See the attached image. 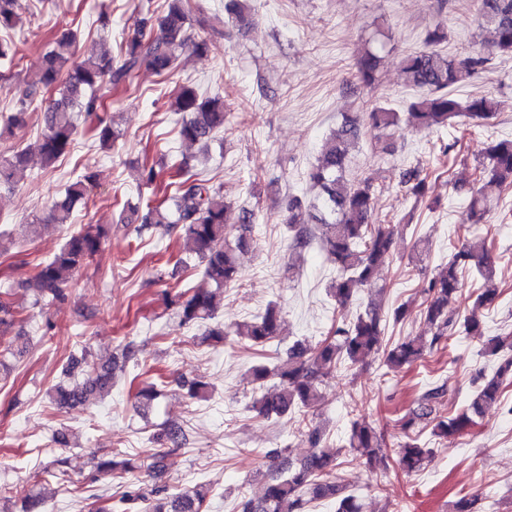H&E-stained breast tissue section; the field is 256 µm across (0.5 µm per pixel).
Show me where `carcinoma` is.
Segmentation results:
<instances>
[{"label": "carcinoma", "mask_w": 512, "mask_h": 512, "mask_svg": "<svg viewBox=\"0 0 512 512\" xmlns=\"http://www.w3.org/2000/svg\"><path fill=\"white\" fill-rule=\"evenodd\" d=\"M167 12L156 20L136 19L122 32L120 57L112 58L110 49L103 48L95 56L78 59L72 50L74 34L67 32L44 55L43 68L34 79L24 83L15 103V113L8 117L5 129L10 131L23 123V115L38 108L44 113V132L37 144L41 163L52 166L69 147L75 133V112L93 115L104 107V97L113 88L132 84L143 68L158 74L171 71L181 52L189 49L197 55L207 53L204 38L188 33L191 27V6L188 0H167ZM480 24L491 36L490 49L502 55H512V0H478ZM21 0H0V31L8 30L20 21L18 9ZM251 0H231L230 11L237 23L252 21ZM444 35L434 30L426 38V48L405 56L402 60L404 82L420 90L408 111L396 112L378 107L368 113L371 124L382 130H391L400 123L426 129L457 126H486L499 111L498 100L483 93L465 101L453 94V88L465 83L477 67L488 59L482 56L457 60L437 49ZM19 49L12 40L0 38V63L13 66ZM381 62L379 53L366 49L358 60L359 83L370 87L376 80ZM170 108L182 113L179 135L188 144H208L214 135L224 129L227 113L224 98L200 95L190 85L180 84L173 90ZM357 118L346 115L323 146L321 160L308 173L309 179L320 189L321 205H305L300 199L288 202V230L294 233V243L304 247L313 241L315 228L323 232L319 239L322 249L337 264L338 276L329 293L336 305L345 309L364 288L371 286L381 265L392 260L393 224L372 222L374 210V178L367 177L359 184L346 178L350 150L359 138ZM26 149L9 157L0 158V190L14 186L15 173L28 161ZM180 181L169 197L145 207L131 208L134 231L140 237L162 230L183 235L190 250L204 263V285L194 289L185 301L178 303L179 325L189 326L207 320L215 311L216 291L235 283L238 269L249 242L241 234L230 238L227 231L229 206L221 189L197 177L188 169V162L177 167ZM476 180L487 186L512 187V140H493L483 160L475 167ZM429 174L419 166L403 171L400 184L415 201L428 193ZM92 175L83 174L65 184L61 197L55 199L42 225H29L30 232L39 233L41 226L68 224L74 206L85 200ZM469 220L483 223L490 212L488 197L482 190L472 194L468 204ZM110 228L87 224L72 233L51 257L42 261L26 280L34 302L61 305L69 298L68 283L85 261L100 249ZM473 271L480 281L475 303L491 306L501 296L495 281V272L485 243H465L454 247L448 263L438 269L428 287L420 289V313L429 325L432 336H407L388 348H383L385 325L377 309L370 307L353 320L336 326L333 336L309 347L301 342L288 349V360L281 365L259 363L252 368L253 382L262 394L252 408L267 419L290 412L308 413L318 402V387L325 377L344 365L349 368L363 362L368 356L383 352V363L390 370L411 366L426 355L441 348L450 336L462 331L482 343L483 355L496 359L493 372L481 377L466 407L448 417L434 418L433 407L445 394L442 386L425 390L417 399L416 408L405 421L410 428L417 420H431L432 434L452 441L467 432L482 417L485 410L500 402L504 381L512 379V333L485 336L481 320L467 316L455 318L452 302L460 288L464 272ZM281 333V314L277 304L271 303L264 313L250 322L236 323L229 328H212L208 335L217 342L228 336H238L252 346L263 347ZM84 378L68 386L53 388L52 399L60 408L82 405L108 394L112 389V366L88 360H70L65 372L70 374L80 365ZM275 380L274 389L264 391L269 380ZM311 450L297 463L283 457L282 451L272 449L268 458L272 465L267 474L263 493L258 498L243 496L238 512H307L308 504L316 500H331L335 512H361V504L352 494L333 480L336 470V452L321 447L322 435L318 427L308 429ZM383 441L367 421L352 423L347 448L371 460L382 451ZM395 462L405 472L421 469L432 455L418 438L407 437L394 451ZM135 466L128 462H104L98 465V476H110L119 470L131 474L127 490L112 504V512H202L209 488L196 484L170 490L154 487L145 491L142 480L132 475ZM15 494L24 500L27 512H42L43 501L33 489L17 488ZM480 497L465 494L453 504V512H478Z\"/></svg>", "instance_id": "cac0c4a2"}]
</instances>
